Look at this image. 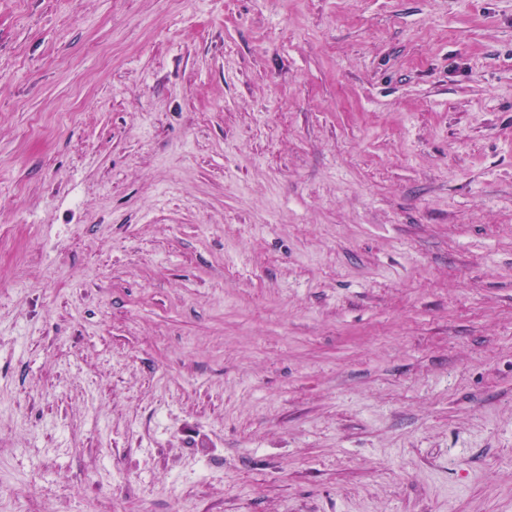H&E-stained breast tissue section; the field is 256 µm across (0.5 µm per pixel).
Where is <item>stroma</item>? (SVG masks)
I'll return each instance as SVG.
<instances>
[{"instance_id": "obj_1", "label": "stroma", "mask_w": 512, "mask_h": 512, "mask_svg": "<svg viewBox=\"0 0 512 512\" xmlns=\"http://www.w3.org/2000/svg\"><path fill=\"white\" fill-rule=\"evenodd\" d=\"M0 512H512V0H0Z\"/></svg>"}]
</instances>
